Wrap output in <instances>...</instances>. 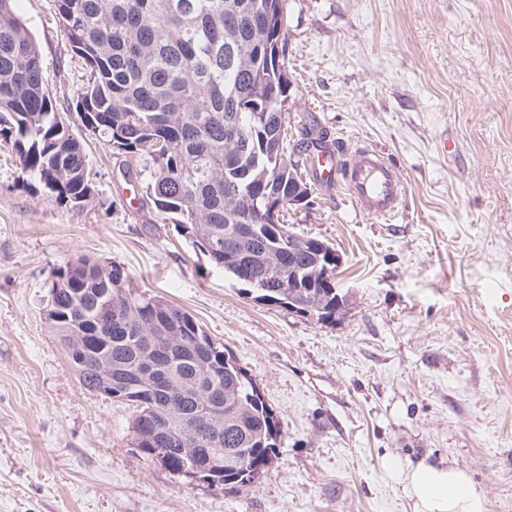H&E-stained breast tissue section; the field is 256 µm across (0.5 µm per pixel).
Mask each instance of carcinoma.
I'll use <instances>...</instances> for the list:
<instances>
[{
  "instance_id": "carcinoma-1",
  "label": "carcinoma",
  "mask_w": 512,
  "mask_h": 512,
  "mask_svg": "<svg viewBox=\"0 0 512 512\" xmlns=\"http://www.w3.org/2000/svg\"><path fill=\"white\" fill-rule=\"evenodd\" d=\"M55 15L75 57L88 68L77 90L82 125L105 145L149 161V200L169 215L218 269L244 262L256 270L311 264L323 249L274 220L269 198L288 200L302 180L301 144L287 142L289 78L275 50L288 37L286 0H54ZM232 115L243 138L224 139ZM0 134L14 138L22 169L59 205L92 199L88 159L52 101L40 50L13 8L0 0ZM56 277L48 317L80 383L103 393L112 378L140 369L132 393L108 396L135 404L137 447L168 448L169 469L198 448L209 449V485L238 487L245 464H270L281 426L264 398L247 392L251 378L181 308L136 288L118 267L77 256ZM336 282L319 285L302 311L334 323ZM116 303L112 323L91 311ZM148 358L154 368L144 365ZM214 406L199 439L191 418Z\"/></svg>"
}]
</instances>
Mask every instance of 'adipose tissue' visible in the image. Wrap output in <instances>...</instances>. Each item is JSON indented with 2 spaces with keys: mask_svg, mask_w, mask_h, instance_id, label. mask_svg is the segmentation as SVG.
<instances>
[{
  "mask_svg": "<svg viewBox=\"0 0 512 512\" xmlns=\"http://www.w3.org/2000/svg\"><path fill=\"white\" fill-rule=\"evenodd\" d=\"M384 467L398 472L413 512H488L483 491L452 462L423 458L401 468L390 457Z\"/></svg>",
  "mask_w": 512,
  "mask_h": 512,
  "instance_id": "adipose-tissue-1",
  "label": "adipose tissue"
}]
</instances>
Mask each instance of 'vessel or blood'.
<instances>
[{
	"label": "vessel or blood",
	"instance_id": "vessel-or-blood-1",
	"mask_svg": "<svg viewBox=\"0 0 512 512\" xmlns=\"http://www.w3.org/2000/svg\"><path fill=\"white\" fill-rule=\"evenodd\" d=\"M310 166L321 185L341 188L358 211L374 218L395 214L406 193L399 173L371 146L344 155L330 145L311 154Z\"/></svg>",
	"mask_w": 512,
	"mask_h": 512
}]
</instances>
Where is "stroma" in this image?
I'll return each instance as SVG.
<instances>
[{"instance_id":"obj_1","label":"stroma","mask_w":512,"mask_h":512,"mask_svg":"<svg viewBox=\"0 0 512 512\" xmlns=\"http://www.w3.org/2000/svg\"><path fill=\"white\" fill-rule=\"evenodd\" d=\"M59 112L88 71L53 0H15ZM288 137L384 151L406 184L387 221L342 189L288 206L342 256L344 318L257 301L149 202L145 157L71 120L94 195L61 207L0 135V512H413L383 460L447 459L512 512V0H287ZM453 151L442 148L444 139ZM84 255L188 312L281 423L263 475L227 490L134 442V406L85 389L47 320Z\"/></svg>"}]
</instances>
